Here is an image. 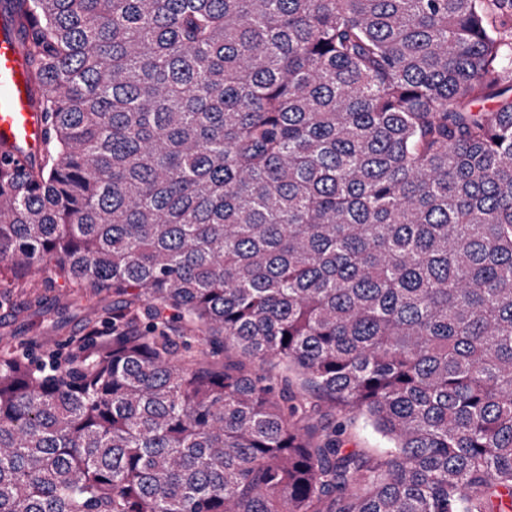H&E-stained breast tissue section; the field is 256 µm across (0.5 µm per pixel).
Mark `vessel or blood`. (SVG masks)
<instances>
[{
  "label": "vessel or blood",
  "mask_w": 512,
  "mask_h": 512,
  "mask_svg": "<svg viewBox=\"0 0 512 512\" xmlns=\"http://www.w3.org/2000/svg\"><path fill=\"white\" fill-rule=\"evenodd\" d=\"M24 32L13 21L11 0H0V144L9 162L24 165L41 154L47 123L27 75Z\"/></svg>",
  "instance_id": "1"
}]
</instances>
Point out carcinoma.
<instances>
[{"label": "carcinoma", "mask_w": 512, "mask_h": 512, "mask_svg": "<svg viewBox=\"0 0 512 512\" xmlns=\"http://www.w3.org/2000/svg\"><path fill=\"white\" fill-rule=\"evenodd\" d=\"M13 2L0 277L117 300L46 363L0 325V512H512V0ZM24 31L13 22V2L0 4V144L7 162L22 166L43 151L47 123L27 75ZM324 424L329 426L342 425L343 448L346 451L363 450L372 452L376 448L384 446L381 438L366 425L364 418L357 413L345 412L336 407L323 420Z\"/></svg>", "instance_id": "cac0c4a2"}]
</instances>
